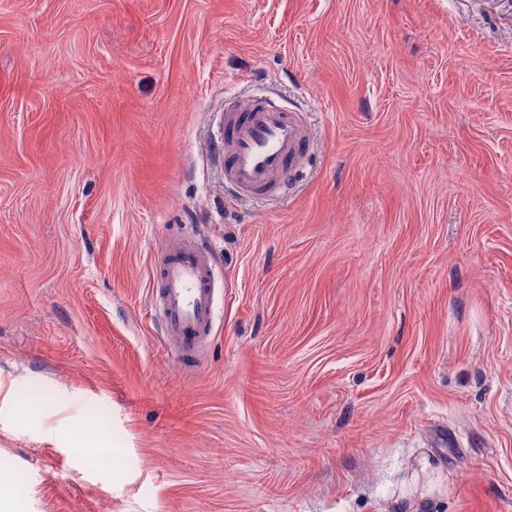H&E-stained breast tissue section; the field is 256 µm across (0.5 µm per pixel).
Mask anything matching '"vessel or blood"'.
Segmentation results:
<instances>
[{"instance_id": "vessel-or-blood-1", "label": "vessel or blood", "mask_w": 512, "mask_h": 512, "mask_svg": "<svg viewBox=\"0 0 512 512\" xmlns=\"http://www.w3.org/2000/svg\"><path fill=\"white\" fill-rule=\"evenodd\" d=\"M310 142L300 112L267 96L249 97L224 110V181L262 203L286 195ZM155 301L164 341L182 358L195 357L211 340L216 319L213 261L195 243L171 244L158 264Z\"/></svg>"}]
</instances>
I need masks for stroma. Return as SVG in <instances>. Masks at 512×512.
Here are the masks:
<instances>
[{
  "mask_svg": "<svg viewBox=\"0 0 512 512\" xmlns=\"http://www.w3.org/2000/svg\"><path fill=\"white\" fill-rule=\"evenodd\" d=\"M256 90L312 131L264 206ZM175 240L224 286L193 359ZM423 465V512H512V0H0V512H406ZM309 142L300 112L268 96L238 100L224 109V182L256 203L282 199ZM155 301L161 313L162 339L186 359L202 352L216 319L211 252L195 243H172L158 264Z\"/></svg>",
  "mask_w": 512,
  "mask_h": 512,
  "instance_id": "stroma-1",
  "label": "stroma"
}]
</instances>
